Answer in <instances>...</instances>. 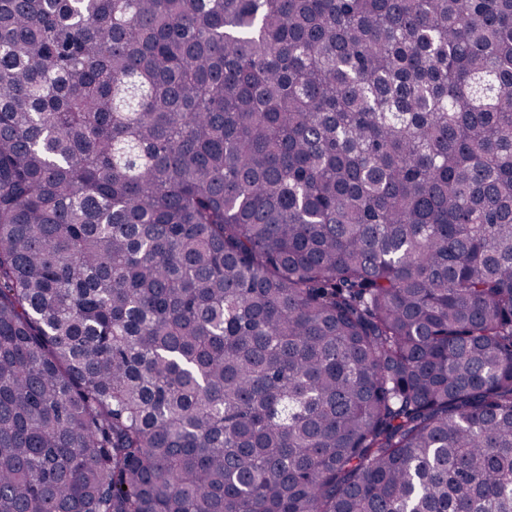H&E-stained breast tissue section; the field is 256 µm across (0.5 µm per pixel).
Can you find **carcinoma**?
Masks as SVG:
<instances>
[{"mask_svg":"<svg viewBox=\"0 0 512 512\" xmlns=\"http://www.w3.org/2000/svg\"><path fill=\"white\" fill-rule=\"evenodd\" d=\"M0 512H512V0H0Z\"/></svg>","mask_w":512,"mask_h":512,"instance_id":"obj_1","label":"carcinoma"}]
</instances>
